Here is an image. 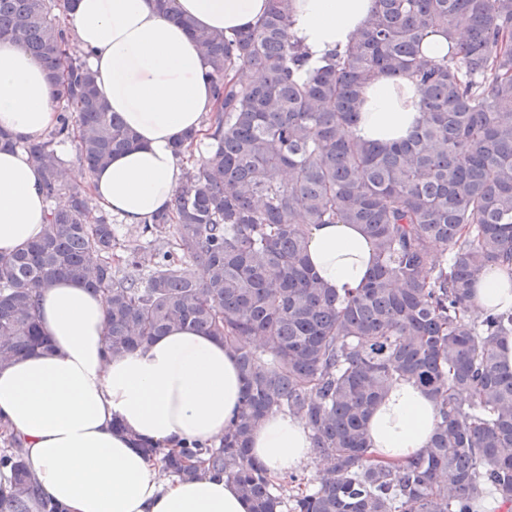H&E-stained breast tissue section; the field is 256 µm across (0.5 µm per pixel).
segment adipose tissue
I'll return each mask as SVG.
<instances>
[{
	"label": "adipose tissue",
	"instance_id": "ef3b65f1",
	"mask_svg": "<svg viewBox=\"0 0 512 512\" xmlns=\"http://www.w3.org/2000/svg\"><path fill=\"white\" fill-rule=\"evenodd\" d=\"M175 5L197 28L227 35L254 26L268 8L267 0ZM370 9L371 0H292V33L317 66L326 52L348 44ZM69 21L101 94L138 137L136 148L91 174L89 188L124 223H143L172 208L182 178L173 146L201 129L216 106L202 56L155 0H75ZM363 98L354 133L366 141L405 138L421 117L417 87L405 77L378 75ZM56 120L41 64L0 42V130L19 144L0 152L2 253L45 230L50 203L22 146L42 138ZM308 255L324 285L340 293L360 286L373 263L355 224L314 227ZM475 301L484 311H512V268L489 267ZM109 307L106 295L75 278L42 289L37 315L47 348L0 366V416L8 434L21 440L41 491L66 512H251L222 473L206 467L191 478H165L144 450L223 436L242 394L233 354L208 331L173 328L141 348L110 355ZM435 423L434 401L415 383L398 382L368 420L371 451L379 460L405 463L428 446ZM251 447L273 478L305 466L313 454L305 423L281 413L258 425Z\"/></svg>",
	"mask_w": 512,
	"mask_h": 512
}]
</instances>
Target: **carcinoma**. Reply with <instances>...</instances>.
Listing matches in <instances>:
<instances>
[{
    "label": "carcinoma",
    "mask_w": 512,
    "mask_h": 512,
    "mask_svg": "<svg viewBox=\"0 0 512 512\" xmlns=\"http://www.w3.org/2000/svg\"><path fill=\"white\" fill-rule=\"evenodd\" d=\"M156 5L197 42L217 107L203 121L207 156L185 168L172 209L140 225L146 245L120 256L112 215L61 182L54 148L74 141L93 171L135 142L65 23L74 0H0V41L40 61L60 112L25 146L52 205L40 240L0 253V364L46 344L38 290L77 278L110 298L112 355L181 327L208 330L236 357L241 405L218 447H148L164 472L192 477L206 463L251 512H476L488 489L512 512V370L499 354L512 312L472 311L485 269L512 266V0H373L351 42L310 68L290 0H269L229 36L198 29L175 0ZM434 31L451 45L427 60ZM379 74L419 89L422 118L401 142L353 133ZM197 140L186 133L176 155L192 157ZM319 224H357L374 249L369 277L343 297L308 260ZM399 380L435 400L437 423L419 457L395 465L370 453L366 422ZM272 413L304 421L330 458L314 489L271 481L251 455ZM4 472L0 512H64L18 441L0 454Z\"/></svg>",
    "instance_id": "cac0c4a2"
}]
</instances>
